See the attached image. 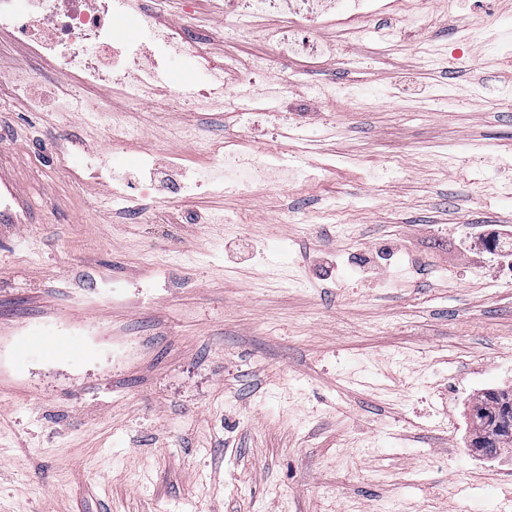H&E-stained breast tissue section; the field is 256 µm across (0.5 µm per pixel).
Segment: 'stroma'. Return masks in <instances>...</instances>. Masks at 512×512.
I'll return each instance as SVG.
<instances>
[{"instance_id": "35a3bbf8", "label": "stroma", "mask_w": 512, "mask_h": 512, "mask_svg": "<svg viewBox=\"0 0 512 512\" xmlns=\"http://www.w3.org/2000/svg\"><path fill=\"white\" fill-rule=\"evenodd\" d=\"M406 7L305 28L342 59L225 74L233 112L170 58L140 111L98 85L55 113L58 72L0 31V512H512V454L468 450L475 399L512 388V268L486 246L512 232V0H420L422 30L382 38ZM129 12L121 37L147 20L212 62L289 22ZM228 144L313 176L172 197Z\"/></svg>"}]
</instances>
